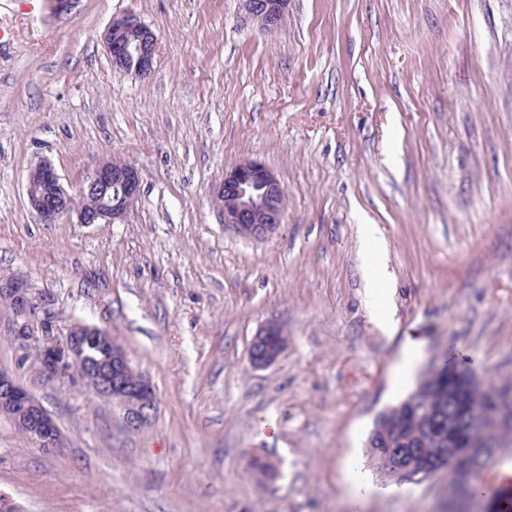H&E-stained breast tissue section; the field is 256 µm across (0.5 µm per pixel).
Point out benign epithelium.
Instances as JSON below:
<instances>
[{
	"label": "benign epithelium",
	"instance_id": "benign-epithelium-1",
	"mask_svg": "<svg viewBox=\"0 0 512 512\" xmlns=\"http://www.w3.org/2000/svg\"><path fill=\"white\" fill-rule=\"evenodd\" d=\"M248 19L263 29L277 27L288 13L289 0H242ZM105 42L112 63L137 77L148 76L153 67L157 39L150 27L132 13L112 18ZM137 170L127 162L107 159L89 171L78 194L86 200L72 205V194L61 183L51 164L38 163L29 173L26 195L31 212L42 224L66 217L77 224H112L125 216L140 195ZM219 196L224 227L238 236L262 240L276 233L284 220L285 195L274 173L261 163L245 160L224 174ZM13 306L11 333L24 350L37 351L42 371L49 378L77 380L88 392L112 398L120 407L127 429L146 425L155 410L156 397L150 383L131 367L126 353L98 326L74 323L57 336L50 324L36 317V306L28 288L16 280L0 281V301ZM105 341L110 362L89 361V345ZM285 346L261 356L249 353L253 368L265 369L278 361ZM0 415L25 430L33 445L46 453L59 452L63 439L54 417L9 374L0 370ZM382 479L387 483H410L412 465L397 462L391 452H379Z\"/></svg>",
	"mask_w": 512,
	"mask_h": 512
}]
</instances>
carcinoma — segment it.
Returning a JSON list of instances; mask_svg holds the SVG:
<instances>
[{
  "mask_svg": "<svg viewBox=\"0 0 512 512\" xmlns=\"http://www.w3.org/2000/svg\"><path fill=\"white\" fill-rule=\"evenodd\" d=\"M512 383L497 384L479 379L454 362L434 360L416 389L393 406L391 413L374 421L367 444L390 448L399 461L415 462L417 483L448 468V500L440 512H492L487 473L509 457L506 441L512 427L499 421L512 418V400L504 391ZM498 444L484 454L472 447L473 434ZM252 467L266 481L278 477V464L266 456L253 458Z\"/></svg>",
  "mask_w": 512,
  "mask_h": 512,
  "instance_id": "obj_1",
  "label": "carcinoma"
}]
</instances>
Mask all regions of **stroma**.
Listing matches in <instances>:
<instances>
[{
	"label": "stroma",
	"instance_id": "obj_1",
	"mask_svg": "<svg viewBox=\"0 0 512 512\" xmlns=\"http://www.w3.org/2000/svg\"><path fill=\"white\" fill-rule=\"evenodd\" d=\"M136 14L151 74L113 65L104 34ZM0 278L27 283L57 330L106 329L154 387L137 432L11 336L0 370L54 416L46 453L0 416V508L17 512H429L446 484L368 471L376 415L455 343L512 382V0H292L260 30L241 0H0ZM141 192L115 224L40 223L39 162L77 192L99 161ZM254 159L286 197L284 227L249 241L216 204ZM383 254L369 303L363 242ZM288 345L254 369L258 328ZM416 350L407 372L405 347ZM280 476L259 482L255 452ZM367 486L359 491L354 473ZM281 326L280 323L276 321H270L265 323L260 329L257 331L255 336L252 339L249 351V359L253 368L257 370L265 369L278 361L280 356L285 350V345H281L283 342L287 341V338L284 334L283 329H279ZM279 329V331H278ZM278 331V333H276ZM276 333V334H275ZM274 334V335H273ZM273 335V336H272ZM269 336L260 346H258L259 351H268L273 350L279 347L278 350L268 351L261 356H257L253 353L254 350H251L252 345L258 344L263 338Z\"/></svg>",
	"mask_w": 512,
	"mask_h": 512
}]
</instances>
